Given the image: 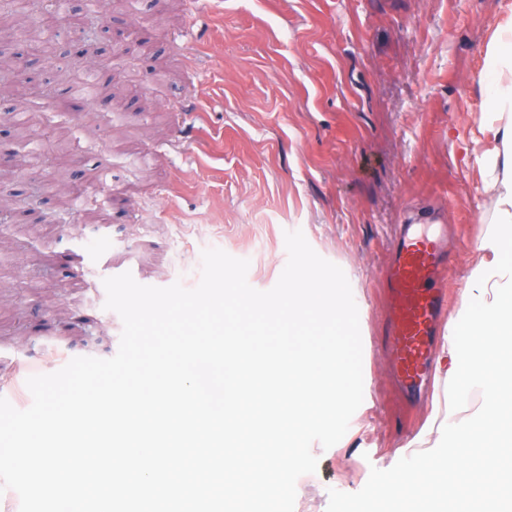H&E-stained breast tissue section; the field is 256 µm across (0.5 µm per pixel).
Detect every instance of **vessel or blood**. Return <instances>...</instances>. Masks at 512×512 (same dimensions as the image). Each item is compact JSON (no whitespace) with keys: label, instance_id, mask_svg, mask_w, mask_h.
<instances>
[{"label":"vessel or blood","instance_id":"1","mask_svg":"<svg viewBox=\"0 0 512 512\" xmlns=\"http://www.w3.org/2000/svg\"><path fill=\"white\" fill-rule=\"evenodd\" d=\"M449 260L441 240L407 233L387 268L389 326L404 389L415 387L427 373L438 321L448 306L444 288Z\"/></svg>","mask_w":512,"mask_h":512}]
</instances>
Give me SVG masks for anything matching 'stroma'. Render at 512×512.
<instances>
[{
    "label": "stroma",
    "instance_id": "obj_1",
    "mask_svg": "<svg viewBox=\"0 0 512 512\" xmlns=\"http://www.w3.org/2000/svg\"><path fill=\"white\" fill-rule=\"evenodd\" d=\"M511 13L512 0H197L170 26L167 0H134L98 39L104 57L137 75L126 139L104 151L113 124L85 126L90 99L70 124L71 184L103 174L111 190L87 198L99 221L52 222L57 200L34 197L33 182L49 179L53 163L9 186L46 221L34 234L0 224L5 398L74 357L117 353L122 320L104 307L112 273L191 289L202 252L219 248L248 260L249 284L267 291L287 263L286 232L299 230L357 282L369 397L344 446L313 445L317 470L303 475L295 512H399L380 489L404 446L448 407L433 401L442 381L410 401L389 378L385 269L402 225L447 233L456 312L496 209L478 80ZM59 42L64 57L30 68L57 101L68 96L58 72L82 49L66 32ZM167 67L173 79L156 87ZM415 454L421 485L437 492L419 512H450L456 448Z\"/></svg>",
    "mask_w": 512,
    "mask_h": 512
}]
</instances>
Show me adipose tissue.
Returning a JSON list of instances; mask_svg holds the SVG:
<instances>
[{
    "label": "adipose tissue",
    "instance_id": "1",
    "mask_svg": "<svg viewBox=\"0 0 512 512\" xmlns=\"http://www.w3.org/2000/svg\"><path fill=\"white\" fill-rule=\"evenodd\" d=\"M480 85L489 117L484 133L497 143L502 171L492 174L498 185L497 223L480 245L481 256L470 266L469 283L459 310L448 320V334L435 370L448 381L449 398L461 395L466 379L487 378V401L472 416H449L443 431L452 436L460 455L472 454L474 437L490 448V461L512 471V454H498L512 414L504 410V395L512 393V14L502 25Z\"/></svg>",
    "mask_w": 512,
    "mask_h": 512
}]
</instances>
